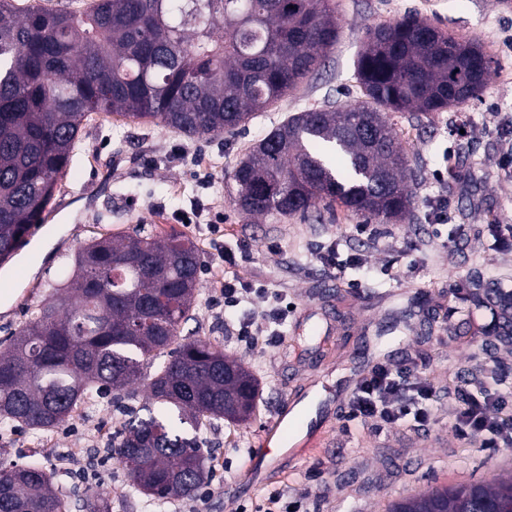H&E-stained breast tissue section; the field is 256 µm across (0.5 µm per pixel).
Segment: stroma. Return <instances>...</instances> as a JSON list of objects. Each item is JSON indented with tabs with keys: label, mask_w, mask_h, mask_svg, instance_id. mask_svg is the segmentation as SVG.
<instances>
[{
	"label": "stroma",
	"mask_w": 512,
	"mask_h": 512,
	"mask_svg": "<svg viewBox=\"0 0 512 512\" xmlns=\"http://www.w3.org/2000/svg\"><path fill=\"white\" fill-rule=\"evenodd\" d=\"M340 37L324 66L235 133L189 139L152 122L98 115L82 126L71 163L59 180L36 238L66 225L32 280L0 290V340L28 318L29 307L53 293L85 241L126 234L138 224L191 238L202 267L201 294L186 337H202L241 358L259 380L255 417L201 430L213 476L194 498L167 500L159 512H253L272 491L300 501L304 512H387L391 503L430 486L490 483L512 475V447L486 448L480 437L456 434L458 392L477 365L508 377L499 391L512 410V339L488 335L489 309L465 312L463 295L484 293L490 282L512 283V247L495 246L491 228L512 224V0H334ZM416 15L443 30L478 39L494 63L479 99L419 118L392 121L408 166L418 173L415 201L404 221L359 232L362 219L334 212L255 219L235 205L233 170L245 151L288 116L331 99L360 97L354 62L367 27ZM456 164L460 178L439 175ZM223 216L224 234L207 224H185L193 200ZM464 235L449 241L450 226ZM248 245L240 280L282 292L291 309L272 345L237 336L238 315L219 307L224 269L215 251ZM356 254L362 263L344 274L322 266L320 248ZM379 362L411 363L434 388L427 429L345 420V397L358 375ZM303 420L289 424L279 450L266 454L265 433L295 391ZM263 456L265 480L249 477ZM46 445L28 431H0V469L45 463ZM71 512H88L85 489L103 491L110 512H150L116 460L91 450L87 466L56 481Z\"/></svg>",
	"instance_id": "1"
}]
</instances>
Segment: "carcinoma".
I'll list each match as a JSON object with an SVG mask.
<instances>
[{
	"mask_svg": "<svg viewBox=\"0 0 512 512\" xmlns=\"http://www.w3.org/2000/svg\"><path fill=\"white\" fill-rule=\"evenodd\" d=\"M330 0H91L79 12L0 0V256L40 223L84 122L98 112L188 138L244 127L319 70L336 46ZM492 58L417 16L367 28L355 62L361 101L298 112L240 158L247 216L305 215L338 203L379 224L414 204L390 116L479 98ZM64 295L32 309L0 350V430L45 434L95 391L112 402L147 381L146 416L108 448L152 504L194 497L211 469L199 432L255 412L258 380L204 338L180 336L199 296V250L147 232L96 237L75 254ZM161 354L167 360L147 373ZM0 512H69L36 463L0 471ZM389 512H512V477L435 488Z\"/></svg>",
	"mask_w": 512,
	"mask_h": 512,
	"instance_id": "carcinoma-1",
	"label": "carcinoma"
}]
</instances>
